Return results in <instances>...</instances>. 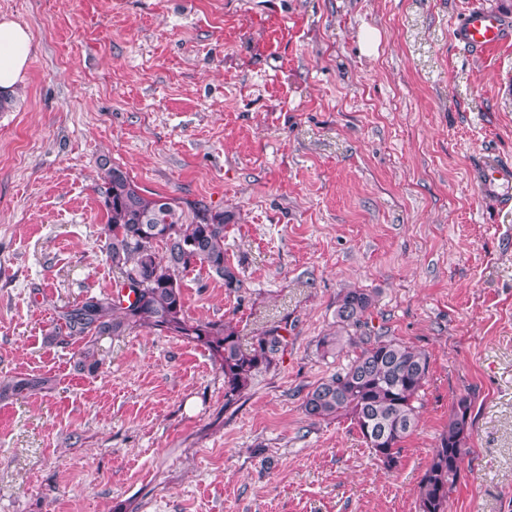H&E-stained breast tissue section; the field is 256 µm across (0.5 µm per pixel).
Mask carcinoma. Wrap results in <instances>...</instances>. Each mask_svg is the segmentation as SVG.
<instances>
[{
	"label": "carcinoma",
	"instance_id": "1",
	"mask_svg": "<svg viewBox=\"0 0 512 512\" xmlns=\"http://www.w3.org/2000/svg\"><path fill=\"white\" fill-rule=\"evenodd\" d=\"M100 189L106 213V256L118 275L119 291L65 305L50 339L80 338L79 366L94 371L100 365L98 340L124 336L148 326L168 336L200 345L224 373V405L231 406L258 374L276 365L287 345L281 325H272L243 346L230 320H194L185 309L182 277L192 268L207 271L232 290L241 287L240 272L224 249L230 216L206 206L188 215L175 200L147 194L127 171L107 159L100 161ZM129 294H122V289ZM373 296L347 289L336 301V330L319 340L323 354L356 347L341 371L307 392L302 407L314 420L347 418L359 430L366 447L382 465L397 466L401 443L418 427L419 393L429 373L428 354L415 346L365 332ZM46 376L17 375L0 381V400L52 389ZM472 400L457 397L448 425L439 438L420 480L418 512H448L469 450Z\"/></svg>",
	"mask_w": 512,
	"mask_h": 512
}]
</instances>
